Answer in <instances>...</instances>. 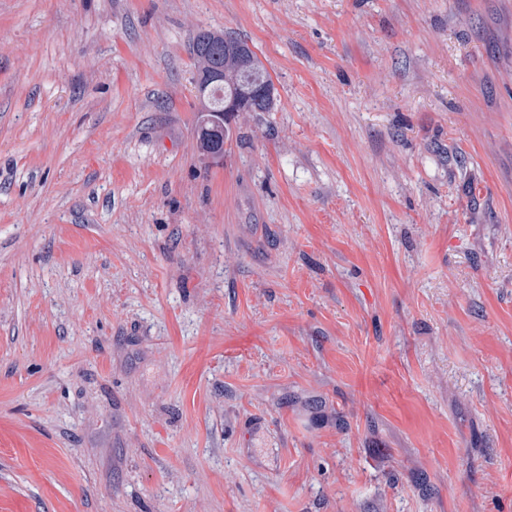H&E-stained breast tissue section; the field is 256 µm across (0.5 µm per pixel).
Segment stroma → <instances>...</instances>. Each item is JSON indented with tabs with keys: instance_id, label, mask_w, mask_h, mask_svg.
<instances>
[{
	"instance_id": "35a3bbf8",
	"label": "stroma",
	"mask_w": 512,
	"mask_h": 512,
	"mask_svg": "<svg viewBox=\"0 0 512 512\" xmlns=\"http://www.w3.org/2000/svg\"><path fill=\"white\" fill-rule=\"evenodd\" d=\"M0 512H512V0H0ZM190 47L196 67V89L215 69H220L224 78L223 83L209 87L199 97L198 147L202 154H211L224 147V140L210 131L214 128L212 122L202 125L204 112L218 120L219 112L224 116L226 112H271L276 106L274 87L256 54L240 40L224 36L223 32L200 30L192 37Z\"/></svg>"
}]
</instances>
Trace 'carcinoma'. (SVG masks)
Segmentation results:
<instances>
[{"instance_id": "1", "label": "carcinoma", "mask_w": 512, "mask_h": 512, "mask_svg": "<svg viewBox=\"0 0 512 512\" xmlns=\"http://www.w3.org/2000/svg\"><path fill=\"white\" fill-rule=\"evenodd\" d=\"M191 52L196 67V87H201L207 75L218 69L223 83L209 87L200 98V112L219 118L223 112H271L276 99L270 76L249 46L219 31L200 30L191 39ZM214 124L199 126L198 147L204 154L219 150L229 138L212 132Z\"/></svg>"}]
</instances>
